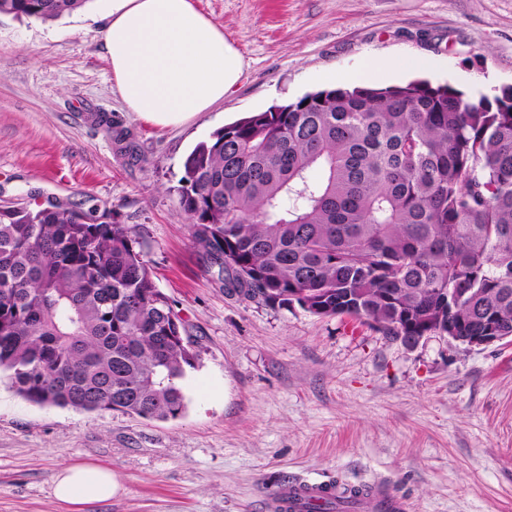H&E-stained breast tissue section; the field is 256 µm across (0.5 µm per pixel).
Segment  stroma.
Segmentation results:
<instances>
[{
  "label": "stroma",
  "instance_id": "35a3bbf8",
  "mask_svg": "<svg viewBox=\"0 0 512 512\" xmlns=\"http://www.w3.org/2000/svg\"><path fill=\"white\" fill-rule=\"evenodd\" d=\"M241 53L240 81L180 127L130 112L102 30L112 0L42 22L0 16V206L53 199L133 228L197 360L186 409L159 421L39 406L0 382V512H272L291 480L382 483L407 512H512V341L408 345L370 321L271 308L205 275L176 191L224 125L351 88L368 62L464 92L512 86V0H193ZM429 61L426 70L413 60ZM128 131L121 152L98 122ZM111 469L110 501L51 495L60 468Z\"/></svg>",
  "mask_w": 512,
  "mask_h": 512
}]
</instances>
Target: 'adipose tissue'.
<instances>
[{
    "label": "adipose tissue",
    "mask_w": 512,
    "mask_h": 512,
    "mask_svg": "<svg viewBox=\"0 0 512 512\" xmlns=\"http://www.w3.org/2000/svg\"><path fill=\"white\" fill-rule=\"evenodd\" d=\"M103 44L123 103L160 126L208 111L239 81L244 66L223 30L192 0H112ZM119 488L111 470L71 464L55 474L51 494L77 506L111 500Z\"/></svg>",
    "instance_id": "1"
}]
</instances>
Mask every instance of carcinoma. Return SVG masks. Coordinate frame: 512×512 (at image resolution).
Instances as JSON below:
<instances>
[{
    "mask_svg": "<svg viewBox=\"0 0 512 512\" xmlns=\"http://www.w3.org/2000/svg\"><path fill=\"white\" fill-rule=\"evenodd\" d=\"M87 0H0L53 20ZM204 273L272 307H347L387 336L512 332V86L307 93L198 143L177 188ZM136 232L94 210L0 209V372L24 400L159 420L197 354Z\"/></svg>",
    "mask_w": 512,
    "mask_h": 512,
    "instance_id": "carcinoma-1",
    "label": "carcinoma"
}]
</instances>
